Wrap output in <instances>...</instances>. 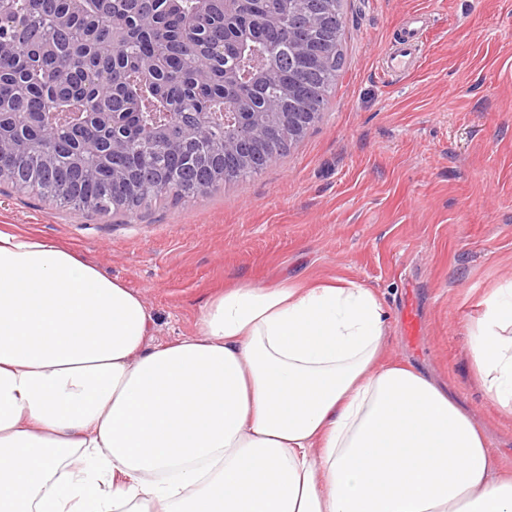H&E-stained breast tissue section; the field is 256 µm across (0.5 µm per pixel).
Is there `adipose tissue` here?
<instances>
[{
	"mask_svg": "<svg viewBox=\"0 0 512 512\" xmlns=\"http://www.w3.org/2000/svg\"><path fill=\"white\" fill-rule=\"evenodd\" d=\"M476 380L512 417V282ZM142 296L0 231V512H512V474L432 377L383 361L386 313L339 279L241 284L148 346Z\"/></svg>",
	"mask_w": 512,
	"mask_h": 512,
	"instance_id": "adipose-tissue-1",
	"label": "adipose tissue"
}]
</instances>
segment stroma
I'll list each match as a JSON object with an SVG mask.
<instances>
[{"mask_svg":"<svg viewBox=\"0 0 512 512\" xmlns=\"http://www.w3.org/2000/svg\"><path fill=\"white\" fill-rule=\"evenodd\" d=\"M344 10L345 64L327 109L262 172L124 224L0 184V230L63 243L139 292L153 346L194 335L202 306L230 286L354 280L389 314L388 360L446 383L512 469V418L477 385L471 349L481 302L512 280V0ZM414 17L418 66L384 76Z\"/></svg>","mask_w":512,"mask_h":512,"instance_id":"35a3bbf8","label":"stroma"}]
</instances>
